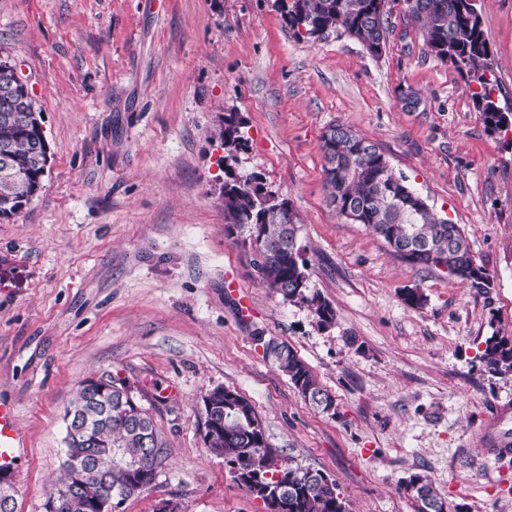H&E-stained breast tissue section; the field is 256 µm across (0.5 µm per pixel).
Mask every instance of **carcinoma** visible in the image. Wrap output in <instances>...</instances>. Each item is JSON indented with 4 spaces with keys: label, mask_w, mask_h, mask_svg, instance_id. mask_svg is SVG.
<instances>
[{
    "label": "carcinoma",
    "mask_w": 512,
    "mask_h": 512,
    "mask_svg": "<svg viewBox=\"0 0 512 512\" xmlns=\"http://www.w3.org/2000/svg\"><path fill=\"white\" fill-rule=\"evenodd\" d=\"M397 0H275V7L299 40L318 41L334 32L356 39L373 57L386 49L389 15ZM407 12L422 23L427 49L443 62L451 63L463 76L477 83L472 99L482 112L487 129H512V109L501 107L495 92L493 59L485 38L476 0H403ZM33 99L17 93L0 94V219L20 212L41 189L47 164V144L41 129V112H33ZM242 117L224 114L220 138L228 156L245 147L241 135ZM329 136H321L324 182L328 203L344 219L355 215L381 237L401 260L421 269L448 266L453 279L488 288L491 278L472 254L457 224L448 223L407 177L391 167L373 142L339 124L330 126ZM255 174L240 175L224 170V219L228 236H244L253 253L270 251L272 256L255 271L263 284L283 300L307 307L319 325L332 324L335 311L318 292L308 287L307 262L290 237L296 233L297 218L291 208L275 212L265 206ZM264 342L278 369L288 376L304 402L324 412L335 399L318 382L307 365L288 344L273 339ZM476 359L494 375L512 373V336L494 332L478 350ZM229 389L210 391L211 430L205 445L224 457L235 480L262 500L269 512H349L337 492L336 481L318 469L294 466L276 455L267 443L263 426L251 402L241 394L228 396ZM88 417L86 443L71 452L90 461L83 495L74 496L46 512H87L86 498L103 487L124 500L152 485L162 451L156 443L157 431L151 417L123 396L115 387L112 397L93 396L79 387L72 403ZM141 458L143 473H131L123 460ZM404 491L417 503V512H467L465 506L445 507L443 496L427 476L410 475Z\"/></svg>",
    "instance_id": "cac0c4a2"
}]
</instances>
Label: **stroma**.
<instances>
[{"instance_id": "35a3bbf8", "label": "stroma", "mask_w": 512, "mask_h": 512, "mask_svg": "<svg viewBox=\"0 0 512 512\" xmlns=\"http://www.w3.org/2000/svg\"><path fill=\"white\" fill-rule=\"evenodd\" d=\"M274 0H0V59L42 113V188L0 220V402L21 442L16 512H45L82 381H125L163 448L152 486L118 512H268L205 446L202 397L255 407L270 448L326 472L349 512H415L422 473L468 512H512V456L480 443L512 374L476 353L512 336V136L487 132L472 90L395 4L381 57L348 36L301 41ZM502 107L512 108V0H478ZM420 104L407 109L406 92ZM242 116L232 161L217 130ZM377 144L465 232L487 288L395 257L327 201L321 135ZM289 200L317 324L259 281L224 230V167ZM422 289L426 301L402 299ZM287 343L336 399L305 404L262 345Z\"/></svg>"}]
</instances>
